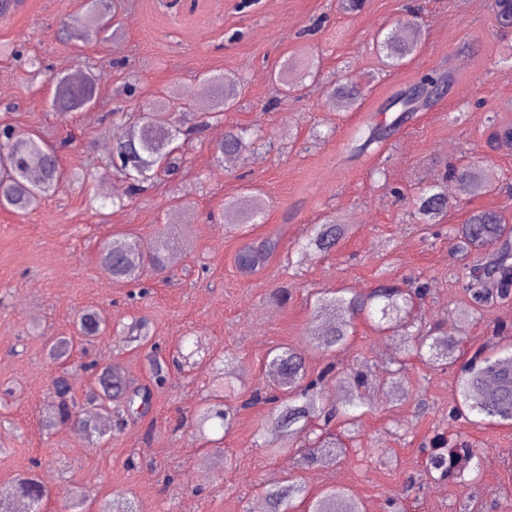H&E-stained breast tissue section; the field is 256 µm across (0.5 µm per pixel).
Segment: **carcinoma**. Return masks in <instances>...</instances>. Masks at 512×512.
I'll return each instance as SVG.
<instances>
[{
    "mask_svg": "<svg viewBox=\"0 0 512 512\" xmlns=\"http://www.w3.org/2000/svg\"><path fill=\"white\" fill-rule=\"evenodd\" d=\"M86 12L65 23L71 40L84 45L105 40L117 34L115 8L110 0H86ZM378 53L384 54L388 65L396 66L414 55L421 45L419 31L414 26H398L374 42ZM311 75L296 74L292 59L287 57L274 79L283 88L285 95L297 91L302 81ZM454 80L453 70H432L423 74L415 83V97L403 89L397 93L400 112L389 123L368 121L357 131L351 141L350 152L363 155L372 147H381L390 134L412 116L432 109L445 95V90ZM99 75L93 69L85 73L84 81L71 83L65 76L54 78V93L50 108L66 114L81 112L89 101L97 98ZM240 79L235 75L213 74L202 78V91L211 98L212 110L220 113L237 103ZM361 99L360 88L354 84L333 85L325 91V101L333 108L352 109ZM188 113L176 112L173 121L165 113L138 124L124 126L115 136L112 159L118 161L115 173L125 179L130 191L137 192L143 184L154 179L161 172L175 167V145L178 135L200 133L202 125H187ZM259 135L247 128L228 130L224 140L217 146L219 155H237L250 148ZM47 154L55 156V164L43 166ZM0 165L6 166L7 179H0V206L13 212L28 214L41 201L56 194L68 175L58 158L57 148L45 143L32 133L20 132L13 139H0ZM449 177L469 185L476 194L486 193L493 188L479 162L466 167L449 169ZM448 185L439 183L424 191L416 202L418 220L423 224H435L446 210L445 198ZM267 205L265 200L254 195L251 204L239 208L225 205L226 219L231 224H256L264 218ZM347 233V225L336 222L316 224L310 231L307 243L301 252L306 259L316 254L328 253ZM449 236L456 240L457 247L464 251L481 250L500 244L496 255L489 261L473 268L463 284L467 303L454 311L456 320L466 326L473 316L482 313L496 301L507 298L505 285L512 284V243L506 239L507 227L504 217L495 210L485 209L471 214L465 223L449 229ZM281 244L276 234H264L246 243L237 255V264L247 271L265 267L277 254ZM169 242L157 239L149 244L126 235L115 236L105 241L98 254L99 264L104 272L116 282L137 283L145 264L157 269L165 267ZM427 289L422 286L400 288L381 284L366 295L351 293L325 297L315 301V312L309 321L307 336L315 347L329 351L348 342L354 332L355 321L362 315L378 316V325L384 329L403 331L409 336V346L420 356H428L431 364L452 367L461 358V346L466 337L450 336L437 328L416 324V300L422 299ZM79 340L88 342L99 336L105 328L99 325V316L92 308L81 311L77 318ZM76 339L59 337L49 347L48 355L55 361L67 359L74 352ZM152 385L134 386L122 374L111 370L110 374L99 373L94 385L85 393L89 401L97 393L117 399L124 404V411L134 417L145 416L153 401V386L166 382L168 367L155 354L149 356ZM269 367L277 374L278 389L252 391L242 407L256 404H270L272 410L261 424V437L267 451L273 455L289 452V445L282 437L307 436L315 430L321 434L305 447L302 461L307 465L319 463L325 456L343 452L344 443L331 432L340 423L355 424L351 409L370 407L369 375L364 370H350L346 373L335 371L328 366L316 378L308 376L302 358L294 351L284 348L276 353ZM335 375L345 393L343 408L338 409L326 401L325 388L329 375ZM52 400L42 417L47 430L69 429L80 422V430L88 438L101 437L100 418L79 408L68 372L61 371L51 384ZM471 415L481 417L490 423L512 424V350L503 354H484L479 351L474 358L461 366L458 376V400L449 411L451 419H467ZM213 417L230 424L231 412L213 407L202 408L197 416L198 431ZM447 440L439 437L434 447L428 449L429 468L439 473V478L449 479L463 474L471 464L480 460L481 449L472 444H462L453 453L446 448ZM302 493L295 482L278 484L265 490L267 512H294V501ZM68 512H86L88 494L77 487L66 492ZM49 498L48 486L35 474L18 477L5 487L0 484V512H10V505L17 500L24 501L29 512H41V506ZM310 512H363L362 503L343 486L326 489L311 503Z\"/></svg>",
    "mask_w": 512,
    "mask_h": 512,
    "instance_id": "carcinoma-1",
    "label": "carcinoma"
}]
</instances>
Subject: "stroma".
<instances>
[{
  "instance_id": "stroma-1",
  "label": "stroma",
  "mask_w": 512,
  "mask_h": 512,
  "mask_svg": "<svg viewBox=\"0 0 512 512\" xmlns=\"http://www.w3.org/2000/svg\"><path fill=\"white\" fill-rule=\"evenodd\" d=\"M84 0H15L0 12V71L13 87L0 96V128L31 132L62 144L65 170L107 167L103 133L158 112L170 86L198 85L212 73L237 74L244 83L235 110L216 116L193 108L206 125L190 136L183 161L159 175L123 208L101 205L118 175L90 191L71 181L42 206L18 215L0 208V483L38 470L52 494L44 512H63L66 489L80 486L93 503L112 501L116 512H253L272 485L295 481L306 495L341 485L364 512H512V426L452 421L457 368L432 366L410 355L402 336L358 320L350 344L320 352L306 334L315 296L342 289L366 292L378 283L412 280L429 292L418 306L424 321L447 328L461 306V281L476 264L448 238L452 226L478 209L500 212L512 225V149L498 148L494 124L512 126V27L499 21L495 0H364L355 13L342 0H119L120 36L78 45L61 30ZM417 25L423 47L396 66L373 48L378 32ZM299 68H319L300 97L279 95L270 79L286 56ZM92 64L100 76L91 113L61 115L49 100L61 60ZM452 63V91L432 110L397 129L382 154L356 160L345 150L367 118L390 120L391 97L422 73ZM360 81L356 109L322 105L328 86ZM249 126L273 141L272 151L247 150L233 167L218 163V132ZM325 141L311 140L313 131ZM483 161L495 192L448 199L439 223H418L415 201L438 184L448 164ZM260 193L264 223L228 225L226 200ZM333 219L346 238L329 254L300 265L290 259L313 225ZM280 231L281 248L262 269L246 273L236 257L244 243ZM130 235L151 242L173 238L174 262L166 272L146 267L134 284L111 281L98 263L104 241ZM109 324L85 352L60 364L48 358L51 339L70 336L85 308ZM147 322L165 356L182 353L155 388L140 419L112 406L101 446L73 433L45 430L40 411L61 367L76 389L92 382L87 361L118 366L134 384L149 383L148 347L127 344L123 328ZM492 341L512 346V300L487 309L468 328L463 347L472 354ZM299 353L309 374L335 363L347 371L367 366L373 404L357 419L345 454L330 465L305 466L299 451L267 454L258 429L270 408L239 409V394L274 386L273 351ZM408 369L392 387L386 365ZM233 371L240 392L225 393L236 408L230 427L212 421L205 436L181 424L210 394L213 370ZM445 434L482 450L478 476L439 479L424 450Z\"/></svg>"
}]
</instances>
